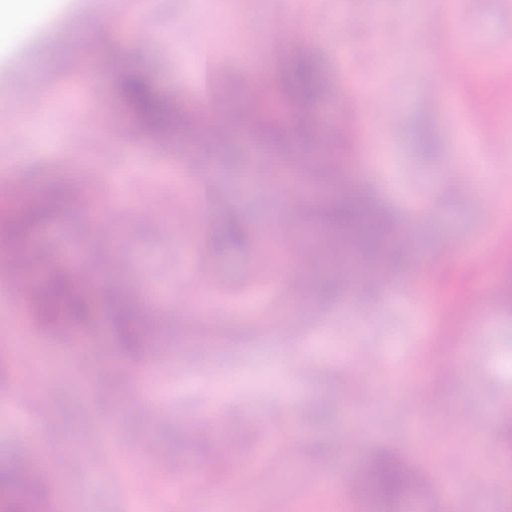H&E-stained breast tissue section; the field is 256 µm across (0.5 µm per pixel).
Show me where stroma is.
I'll return each instance as SVG.
<instances>
[{"instance_id":"35a3bbf8","label":"stroma","mask_w":512,"mask_h":512,"mask_svg":"<svg viewBox=\"0 0 512 512\" xmlns=\"http://www.w3.org/2000/svg\"><path fill=\"white\" fill-rule=\"evenodd\" d=\"M44 19L0 27V158L13 182L79 179L44 227L42 246L76 245L108 260L115 243L129 257L126 282L168 291L166 339L141 365L167 415L146 414L94 385L98 360L129 365L112 335L97 349L6 317L14 295L0 264V457H41L59 474L50 512H173L186 474L201 473L216 494L209 512L233 498L239 512H375L352 489L354 464L377 448H404L425 468L424 491L397 512H512V0H46ZM442 31L428 51L413 39L416 14ZM309 29L327 89L316 109L320 136L335 128L339 101L353 131L347 165L410 238L395 274L398 294L341 283L324 299L298 296L281 224L316 225L274 177L247 180L253 157L235 131L249 107L251 55L275 76L290 24ZM81 42L104 77L70 70ZM470 44L471 77L453 64ZM209 77L235 96L227 138L190 133L185 143L129 142L117 78L136 67L164 97L187 101L198 56ZM54 72L58 86L16 104L20 86ZM437 89L429 108L427 90ZM112 149H99L102 141ZM490 152L494 205L484 208L457 165ZM111 197L98 213L99 198ZM430 199L426 215L409 211ZM252 227L246 245L215 247L225 221ZM90 224L115 234L89 235ZM204 275L196 312L178 291L182 273ZM224 308L223 320L208 310ZM309 372H299V365ZM419 388L435 406L409 410ZM489 416L488 428L449 426L452 414ZM239 422L225 432L224 416ZM425 437L420 454L413 433ZM495 440L499 452L484 451ZM232 446L238 454L223 455ZM154 472L142 484V466ZM467 467V500L448 499V475ZM337 481L321 492L312 471ZM494 495H487V487Z\"/></svg>"}]
</instances>
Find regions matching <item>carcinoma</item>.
<instances>
[{
    "label": "carcinoma",
    "instance_id": "carcinoma-1",
    "mask_svg": "<svg viewBox=\"0 0 512 512\" xmlns=\"http://www.w3.org/2000/svg\"><path fill=\"white\" fill-rule=\"evenodd\" d=\"M119 92L129 116L147 135L170 141L182 126V110L160 97L151 79L130 71L119 81ZM325 93V81L318 57L312 52L294 51L280 68L277 81L266 95L253 99L256 131L271 148L280 149L270 97L282 95L297 101L301 111L293 113L288 127L292 144L301 149L317 146L314 107ZM349 140L336 136L319 147L313 164L330 185L320 212L323 224L315 235L331 241L325 253V265L314 274L310 293L326 297L332 285L342 278L369 280L377 270L365 260L388 244V215L366 194L363 187L341 178ZM70 188L59 182L42 188L43 195L55 203H64ZM47 210L0 211V249L9 252V271L15 281L30 285L24 301L26 315L48 331L64 339H75L83 331L99 325L103 313H109L112 334L124 351L140 357L155 347V334L162 325L157 314L145 308L127 288L113 284L107 293L97 283L74 275L60 264L45 261V255L31 249ZM18 462L0 459V512H49L48 486L18 479ZM357 483L362 498L379 512H394L417 490L415 470L404 464L398 454L382 451L358 464Z\"/></svg>",
    "mask_w": 512,
    "mask_h": 512
}]
</instances>
